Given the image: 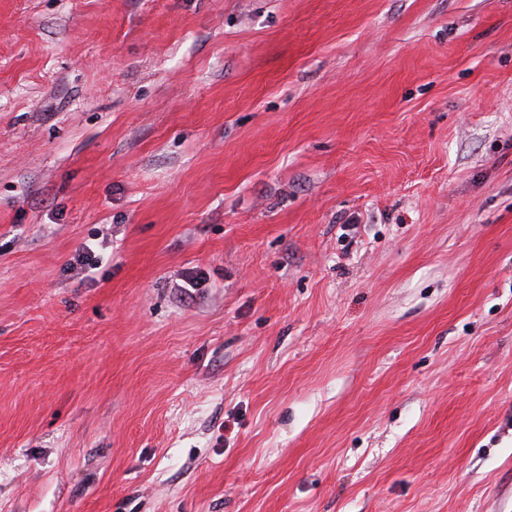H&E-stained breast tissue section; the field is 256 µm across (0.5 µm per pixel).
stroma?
Segmentation results:
<instances>
[{"instance_id": "1", "label": "stroma", "mask_w": 512, "mask_h": 512, "mask_svg": "<svg viewBox=\"0 0 512 512\" xmlns=\"http://www.w3.org/2000/svg\"><path fill=\"white\" fill-rule=\"evenodd\" d=\"M0 512H512V0H0Z\"/></svg>"}]
</instances>
